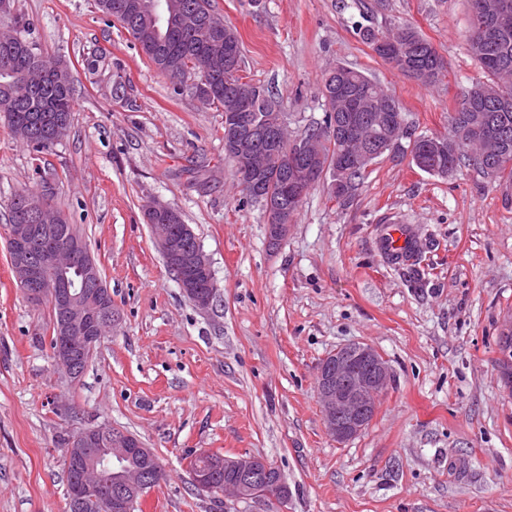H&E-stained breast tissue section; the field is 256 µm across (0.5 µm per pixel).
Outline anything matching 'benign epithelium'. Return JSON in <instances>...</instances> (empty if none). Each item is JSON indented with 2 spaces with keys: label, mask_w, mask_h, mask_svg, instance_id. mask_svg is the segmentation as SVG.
Masks as SVG:
<instances>
[{
  "label": "benign epithelium",
  "mask_w": 512,
  "mask_h": 512,
  "mask_svg": "<svg viewBox=\"0 0 512 512\" xmlns=\"http://www.w3.org/2000/svg\"><path fill=\"white\" fill-rule=\"evenodd\" d=\"M481 35L494 40L500 33L496 16H486L479 23ZM251 116L243 113L238 125L225 135V148L243 155L247 150V129ZM269 241L278 242L288 235L284 211L268 204L265 210ZM156 245L164 257L169 272L177 277L179 287L200 310H209L217 298V287L211 261L199 246L191 251L182 247L181 234L173 224H153ZM31 228L7 231V249L13 252L12 269L27 298L41 304L45 301L59 313V348L54 354V367L65 377L78 373L77 359L71 350L76 341L80 352L90 358L100 342L101 327L116 317L112 308V293L105 287L95 302L88 300L90 278L97 267L91 254L76 238H58L45 249L41 257L32 255L36 245L30 238ZM390 379L387 361L372 346L352 343L326 356L317 368L318 396L329 434L340 443L359 435L370 423L380 397ZM112 442V453L99 458H87V477L112 473L115 482L99 480L90 487L76 486L74 499L93 491L102 499L104 512H131L139 489L158 485L164 472L154 453L140 441L106 424L82 428L70 438L72 448H93L101 441ZM134 456H142L150 466L137 472L126 465ZM224 472L231 478L224 483V495L236 500L254 498L255 482H264L262 497L284 501L288 486L278 467L267 458L251 455L224 458Z\"/></svg>",
  "instance_id": "benign-epithelium-1"
}]
</instances>
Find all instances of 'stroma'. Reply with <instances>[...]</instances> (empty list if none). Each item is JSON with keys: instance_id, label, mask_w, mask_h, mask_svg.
<instances>
[{"instance_id": "1", "label": "stroma", "mask_w": 512, "mask_h": 512, "mask_svg": "<svg viewBox=\"0 0 512 512\" xmlns=\"http://www.w3.org/2000/svg\"><path fill=\"white\" fill-rule=\"evenodd\" d=\"M243 43L241 75L278 93L288 132L321 121L326 70L345 63L397 98L416 133L446 137L482 73L466 45L468 0H214ZM31 38L67 66L70 127L33 152L0 120V512H68L65 438L107 423L136 435L165 477L141 512H512V396L495 360L512 319V200L473 165L431 175L379 158L347 205L309 189L278 247L265 210L224 157V114L178 95L95 0H15ZM416 27L448 75L425 86L362 42L359 25ZM48 191L97 261L120 319L83 376L61 377L49 304L10 265L7 205ZM181 212L218 285L202 311L169 274L144 220ZM413 226L420 281L384 260L387 218ZM354 342L391 378L369 425L326 429L320 361ZM200 453L263 456L286 502L198 492Z\"/></svg>"}]
</instances>
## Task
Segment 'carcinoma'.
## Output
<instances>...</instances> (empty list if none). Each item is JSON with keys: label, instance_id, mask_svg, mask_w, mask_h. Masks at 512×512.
<instances>
[{"label": "carcinoma", "instance_id": "1", "mask_svg": "<svg viewBox=\"0 0 512 512\" xmlns=\"http://www.w3.org/2000/svg\"><path fill=\"white\" fill-rule=\"evenodd\" d=\"M156 0H96L99 11L116 19L137 42L141 51L165 77L190 92L203 105L224 114L236 112L245 103L256 106L262 117L282 111L279 98L263 85L239 75L243 55L233 71L224 65V42L237 47L242 42L237 29L214 10L213 0H163L166 17H152ZM11 10L0 14V117L14 134L38 153H47L66 134L73 111L75 89L71 76L60 62L46 56L41 47L26 37L30 22ZM362 41L372 47L383 39L394 41L401 58L393 68L425 86L441 82L447 67L437 49L409 24H397L381 34L370 26L359 29ZM470 56L484 75L463 93L451 118V140L456 150L445 153L429 145L432 137L416 134L407 124L395 96L375 78L338 63L322 80V122L307 129L301 167L329 174L330 183L346 191L344 204L355 195L367 171L356 158L377 148L395 157L415 145L410 159L420 170L444 175L465 163H473L488 178L512 186V167L491 163L494 155L512 157V17L500 40L484 42L474 24L466 36ZM200 71L204 80L187 85L184 79ZM291 140L281 133L278 143L255 139L243 164L250 167L266 192L281 197L283 205L297 212L301 201L288 202L281 195L282 182L289 178L288 149ZM41 203V195L23 189L8 205L11 229L24 223V208ZM44 223L53 232L76 231L74 225L49 207Z\"/></svg>", "mask_w": 512, "mask_h": 512}]
</instances>
